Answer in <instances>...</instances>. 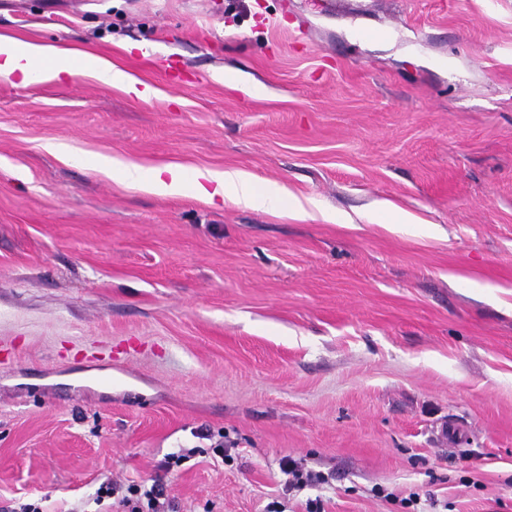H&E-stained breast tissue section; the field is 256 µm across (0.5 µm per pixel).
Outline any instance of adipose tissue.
I'll use <instances>...</instances> for the list:
<instances>
[{
    "label": "adipose tissue",
    "mask_w": 512,
    "mask_h": 512,
    "mask_svg": "<svg viewBox=\"0 0 512 512\" xmlns=\"http://www.w3.org/2000/svg\"><path fill=\"white\" fill-rule=\"evenodd\" d=\"M85 71L92 73L102 83L119 86L143 101L151 99L155 94L154 88L134 79L110 60L88 52L18 40L0 34L2 79L25 86L38 78L61 82ZM98 164L113 168L123 180L143 186L147 191L160 196L191 193L210 202L218 198L237 205L267 208L286 193L284 187L275 184L258 186L252 175L241 170H208L188 180L174 166L156 168L145 178L137 165L116 158L102 157Z\"/></svg>",
    "instance_id": "1"
}]
</instances>
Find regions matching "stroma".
<instances>
[{
  "label": "stroma",
  "mask_w": 512,
  "mask_h": 512,
  "mask_svg": "<svg viewBox=\"0 0 512 512\" xmlns=\"http://www.w3.org/2000/svg\"><path fill=\"white\" fill-rule=\"evenodd\" d=\"M0 34L156 91L0 78V512L157 475L265 512L286 456L328 477L287 512H512V0H0ZM96 163L101 167L112 166L113 174L117 171L123 180L160 196L192 193L209 202L218 197L236 205L269 208L274 200L287 193L283 186L275 184L259 187L252 175L241 170H207L186 180L179 168L164 166L155 168L143 181L135 164L107 157L99 158Z\"/></svg>",
  "instance_id": "1"
}]
</instances>
